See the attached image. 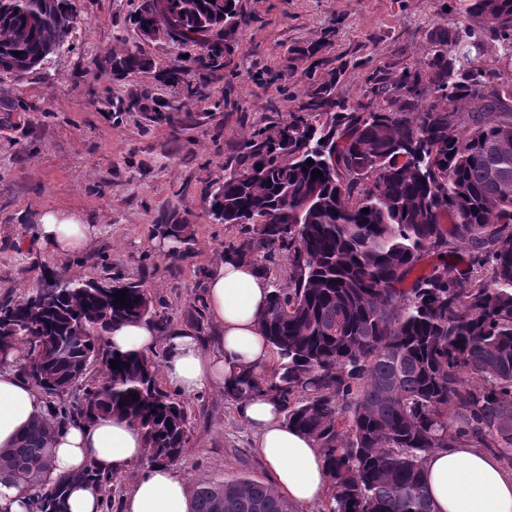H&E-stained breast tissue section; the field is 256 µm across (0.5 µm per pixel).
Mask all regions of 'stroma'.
I'll return each instance as SVG.
<instances>
[{
	"instance_id": "obj_1",
	"label": "stroma",
	"mask_w": 512,
	"mask_h": 512,
	"mask_svg": "<svg viewBox=\"0 0 512 512\" xmlns=\"http://www.w3.org/2000/svg\"><path fill=\"white\" fill-rule=\"evenodd\" d=\"M68 42L23 78L0 72V302L59 279L138 283L168 327L219 341L205 305L207 273L235 224L208 213L244 138L288 121L329 84L361 112L383 108L376 80L422 66L438 25L479 27L464 0H238L218 66L169 39L142 40L145 0H75ZM131 49L151 69L117 78L112 56ZM187 75L173 84L167 69ZM73 210L96 225L91 246L65 257L44 248L36 216ZM160 224L191 238L169 249ZM189 441L175 471L188 484L247 476L269 482L233 401L211 388L185 397Z\"/></svg>"
}]
</instances>
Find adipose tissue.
<instances>
[{"mask_svg": "<svg viewBox=\"0 0 512 512\" xmlns=\"http://www.w3.org/2000/svg\"><path fill=\"white\" fill-rule=\"evenodd\" d=\"M37 226L41 244L59 256L89 247L97 232L96 225L82 217L53 209L39 213ZM270 290L269 281L252 262L222 259L207 275L205 296L221 336L217 348H204L192 330L177 329L163 336L145 322L116 328L108 343L135 353L164 345V377L182 393L220 386L232 367L268 366L270 349L259 316ZM237 410L255 437L278 494L298 505L321 500L328 478L316 441L288 427L269 398L238 400ZM49 418L41 393L16 368L0 366V450L14 447L31 425ZM51 448L52 475L77 477L64 497L63 512H102L99 489L80 481V473L92 470L104 478L120 474L145 454L138 426L113 416L53 425ZM424 471L434 512H512V471L497 454L477 448H439L427 457ZM190 502L186 481L172 467L155 465L123 495L121 512H189Z\"/></svg>", "mask_w": 512, "mask_h": 512, "instance_id": "obj_1", "label": "adipose tissue"}]
</instances>
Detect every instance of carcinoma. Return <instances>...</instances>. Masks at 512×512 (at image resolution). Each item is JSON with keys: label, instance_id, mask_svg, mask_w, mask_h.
I'll return each instance as SVG.
<instances>
[{"label": "carcinoma", "instance_id": "cac0c4a2", "mask_svg": "<svg viewBox=\"0 0 512 512\" xmlns=\"http://www.w3.org/2000/svg\"><path fill=\"white\" fill-rule=\"evenodd\" d=\"M166 2L179 27L172 39L217 61L236 0ZM466 2L482 29L437 27L426 67L380 81L387 107L347 112L325 88L273 133L254 131L210 194L217 222L266 218L241 225L224 254L262 269L284 256L294 270V287L272 289L260 315L268 372L236 369L224 396L274 398L288 425L317 442L327 512H434L424 464L437 448H493L512 463V77L475 62L487 32L512 58V0ZM489 13L499 19L494 27ZM77 17L73 0H0V70L32 71ZM148 66L137 52L112 55L117 75ZM427 93L437 102L411 117ZM332 105L340 111H326ZM314 169L323 176L312 178ZM456 242L471 268L454 274L444 261L416 274L426 254L446 255ZM62 285L48 303L38 292L0 304V336L9 338L0 360H31L21 373L59 402L58 420L126 418L142 428L150 465L178 461L186 406L160 387L157 362L104 342L127 321L164 328L147 291L123 285L124 307L116 288ZM82 323L97 334L77 335ZM93 364L103 376L86 385ZM81 384L83 396L64 402ZM50 441L49 424H35L0 459V484L23 480L34 490L32 512L60 507L72 482L61 475L46 483ZM221 504L224 512H295L250 477L194 486L191 512Z\"/></svg>", "mask_w": 512, "mask_h": 512}]
</instances>
